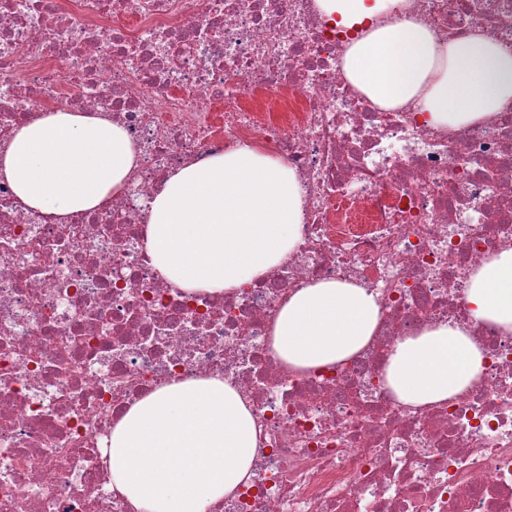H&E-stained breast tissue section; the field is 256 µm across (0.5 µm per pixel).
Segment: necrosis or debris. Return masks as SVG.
Returning <instances> with one entry per match:
<instances>
[{
    "mask_svg": "<svg viewBox=\"0 0 512 512\" xmlns=\"http://www.w3.org/2000/svg\"><path fill=\"white\" fill-rule=\"evenodd\" d=\"M439 43L482 32L512 49V0H404ZM357 31L315 0H0V149L64 107L138 147L125 190L49 223L0 180V512H136L113 492L112 425L155 388L223 376L258 429L250 479L212 512H512V335L461 299L512 248V106L463 129L349 84ZM280 109L260 112L256 92ZM223 111H214V104ZM258 145L303 196L301 240L259 282L188 294L152 267L148 203L179 167ZM345 279L378 295L361 352L299 375L270 348L289 291ZM467 325L480 381L399 402L397 339Z\"/></svg>",
    "mask_w": 512,
    "mask_h": 512,
    "instance_id": "1",
    "label": "necrosis or debris"
}]
</instances>
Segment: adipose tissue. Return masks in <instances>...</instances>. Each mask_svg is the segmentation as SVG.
Listing matches in <instances>:
<instances>
[{
	"instance_id": "adipose-tissue-1",
	"label": "adipose tissue",
	"mask_w": 512,
	"mask_h": 512,
	"mask_svg": "<svg viewBox=\"0 0 512 512\" xmlns=\"http://www.w3.org/2000/svg\"><path fill=\"white\" fill-rule=\"evenodd\" d=\"M402 0H318L337 24L365 27L344 55L348 81L385 108L414 101L432 124L464 128L512 106V51L474 34L439 45L423 24L395 17ZM137 150L119 125L63 108L17 128L0 151V179L47 220L105 206L120 194ZM303 222L295 171L240 146L175 171L150 203L146 243L159 275L187 293L221 294L264 276L294 251ZM463 303L473 322L512 335V249L489 255ZM380 323L375 292L314 280L290 292L272 347L305 373L352 357ZM486 364L465 326L441 323L397 340L387 387L410 407L446 402ZM257 429L245 397L223 377L175 381L131 406L112 429V488L136 512H210L251 476Z\"/></svg>"
}]
</instances>
